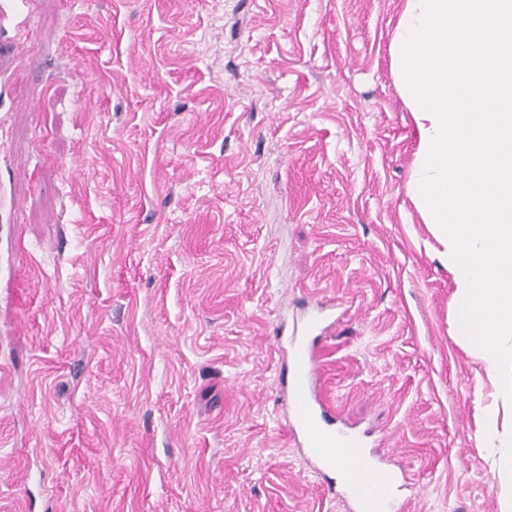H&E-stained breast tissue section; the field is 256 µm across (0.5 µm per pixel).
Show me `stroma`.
Returning <instances> with one entry per match:
<instances>
[{
  "label": "stroma",
  "instance_id": "1",
  "mask_svg": "<svg viewBox=\"0 0 512 512\" xmlns=\"http://www.w3.org/2000/svg\"><path fill=\"white\" fill-rule=\"evenodd\" d=\"M405 0H38L0 40V512H348L290 437L321 315L405 512H499L482 361L406 186Z\"/></svg>",
  "mask_w": 512,
  "mask_h": 512
}]
</instances>
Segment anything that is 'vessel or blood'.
I'll return each instance as SVG.
<instances>
[{"instance_id":"1","label":"vessel or blood","mask_w":512,"mask_h":512,"mask_svg":"<svg viewBox=\"0 0 512 512\" xmlns=\"http://www.w3.org/2000/svg\"><path fill=\"white\" fill-rule=\"evenodd\" d=\"M36 2L37 0H0V28H13L20 42L29 43ZM284 384L292 409L294 439L306 448L316 465L323 467L327 464L319 451L323 438L339 440L345 448L361 447L359 433L337 426L336 412L320 391L315 341H294Z\"/></svg>"}]
</instances>
